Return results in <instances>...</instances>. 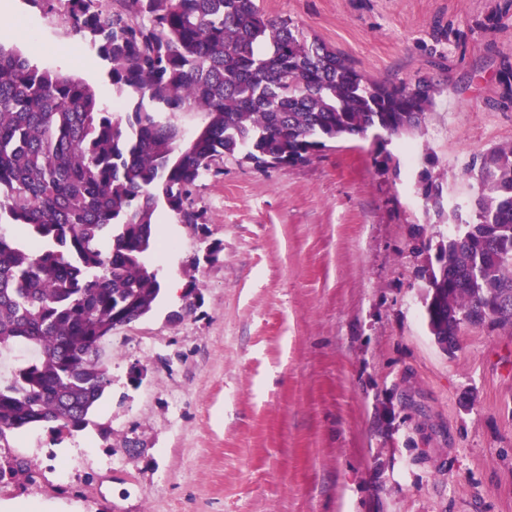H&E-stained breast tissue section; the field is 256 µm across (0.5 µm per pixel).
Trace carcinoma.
<instances>
[{
  "mask_svg": "<svg viewBox=\"0 0 512 512\" xmlns=\"http://www.w3.org/2000/svg\"><path fill=\"white\" fill-rule=\"evenodd\" d=\"M63 8L71 31L108 66L130 111L0 46V351L34 358L0 382V447L33 424L80 431L112 385L101 344L147 315L161 291L150 253L164 208L206 223L199 183L239 157L262 173L308 162L330 143L422 130L432 85L359 73L256 0H29ZM178 113L199 117L184 136ZM481 194L421 272L431 336L458 343L486 320L512 335V143L473 156Z\"/></svg>",
  "mask_w": 512,
  "mask_h": 512,
  "instance_id": "carcinoma-1",
  "label": "carcinoma"
}]
</instances>
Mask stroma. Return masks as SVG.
Returning a JSON list of instances; mask_svg holds the SVG:
<instances>
[{"instance_id": "stroma-1", "label": "stroma", "mask_w": 512, "mask_h": 512, "mask_svg": "<svg viewBox=\"0 0 512 512\" xmlns=\"http://www.w3.org/2000/svg\"><path fill=\"white\" fill-rule=\"evenodd\" d=\"M0 12V46L88 83L108 66L28 0ZM366 78L434 86L422 133L333 144L263 174L225 158L197 203L204 232L166 218L148 264L195 303L160 295L105 346L112 376L82 431L42 423L0 478L21 512H512V335L464 326L454 354L425 320L413 225L421 197L479 195L472 155L512 143L498 70L512 0H257ZM390 164H383L385 155Z\"/></svg>"}]
</instances>
